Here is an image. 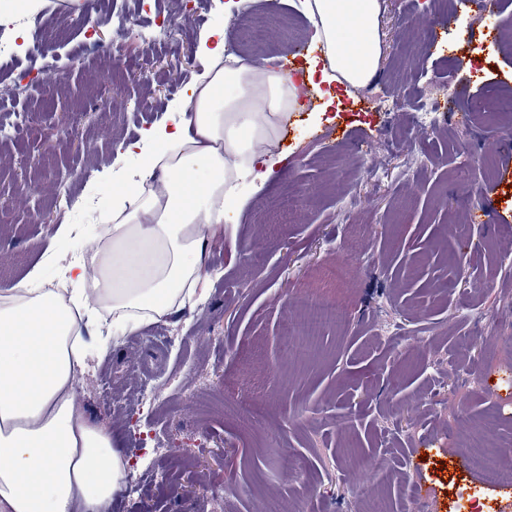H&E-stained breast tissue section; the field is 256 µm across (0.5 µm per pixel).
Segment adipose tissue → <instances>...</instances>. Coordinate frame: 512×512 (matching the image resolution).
Masks as SVG:
<instances>
[{
    "label": "adipose tissue",
    "mask_w": 512,
    "mask_h": 512,
    "mask_svg": "<svg viewBox=\"0 0 512 512\" xmlns=\"http://www.w3.org/2000/svg\"><path fill=\"white\" fill-rule=\"evenodd\" d=\"M299 7L322 52L302 85L270 59L225 55L214 32L167 122L118 144L116 161L136 156L141 169L114 171L108 232L63 271L68 292L44 290L33 273L0 284V512H112L128 461L121 437L78 401L88 348L77 318L129 332L201 302L211 240L280 167L274 146L305 110V88H361L377 74L384 0Z\"/></svg>",
    "instance_id": "1"
}]
</instances>
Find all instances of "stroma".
<instances>
[{
  "label": "stroma",
  "instance_id": "stroma-1",
  "mask_svg": "<svg viewBox=\"0 0 512 512\" xmlns=\"http://www.w3.org/2000/svg\"><path fill=\"white\" fill-rule=\"evenodd\" d=\"M226 2L117 0L126 30L76 22L103 0H42L0 22V279L36 270L53 283L88 249L112 208L102 186L117 144L167 121L206 64L208 32H251L239 51L283 64L307 38L292 0ZM445 11L385 0L373 86L393 110L361 90L328 109L311 95L277 144L285 164L226 216L235 247L206 253L203 303L114 337L83 326L79 398L121 436L137 476L112 512H360L373 499L385 512H470L474 487L484 512H512L498 494L512 471L499 450L512 441V119L478 114L512 94V13L457 8L434 33ZM160 13L169 21L148 41ZM490 25L493 38L465 47L469 65H449V42ZM418 100L434 126L417 127ZM321 110L327 121L311 122ZM336 128L343 143L328 137ZM291 196V222L273 223ZM38 212L47 223H33ZM336 262L348 278L334 285L321 270ZM312 292L348 307L299 360L282 328L301 322ZM477 446L495 467L463 473ZM414 448L428 451L418 470Z\"/></svg>",
  "mask_w": 512,
  "mask_h": 512
}]
</instances>
